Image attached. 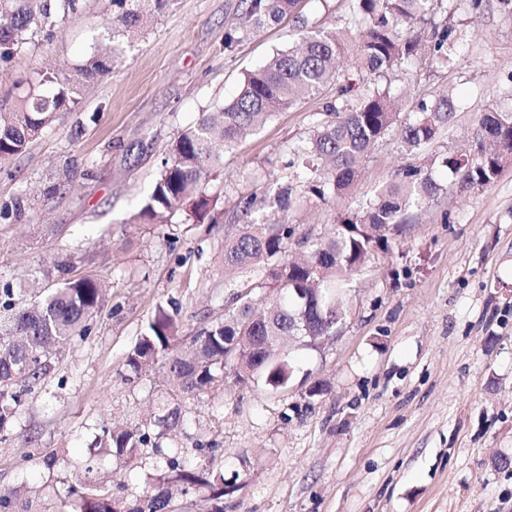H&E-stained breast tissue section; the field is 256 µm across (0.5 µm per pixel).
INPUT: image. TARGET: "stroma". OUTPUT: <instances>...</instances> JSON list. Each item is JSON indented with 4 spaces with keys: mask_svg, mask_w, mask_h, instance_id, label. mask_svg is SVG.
I'll return each mask as SVG.
<instances>
[{
    "mask_svg": "<svg viewBox=\"0 0 512 512\" xmlns=\"http://www.w3.org/2000/svg\"><path fill=\"white\" fill-rule=\"evenodd\" d=\"M111 15L108 0H83L51 40L0 62V103L46 69L72 68ZM447 21L460 45L451 61L428 52L381 83L401 123L418 101L453 91L452 129L415 152L386 135L335 200L302 197L286 166L335 99L331 83L225 153L206 180L215 223L134 221L177 134L229 104L248 72L299 43L302 26L345 27V0H300L230 53L224 33L242 22L240 0H169L116 69L82 87L76 111L58 113L0 164V206L24 201L19 219L0 222V286L32 287L36 271L64 261L69 277L94 276L105 290L90 335L61 352L0 433V496L11 512H81L64 490L83 479L131 507L155 459L90 446L101 428L148 431L173 407L180 424L159 444L181 465L236 481L224 512H512V463L497 464L512 460V165L488 188L449 182L375 250L338 337L292 351L286 388L184 392L166 357L134 379L126 366L156 305L174 314L178 355L223 319L221 245L241 230L245 198L291 184L301 200L285 219L316 243L403 167L470 145L477 116L504 105L499 90L512 84V11L453 0ZM62 167L68 184L45 196ZM317 382L324 391L310 396Z\"/></svg>",
    "mask_w": 512,
    "mask_h": 512,
    "instance_id": "obj_1",
    "label": "stroma"
}]
</instances>
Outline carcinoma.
<instances>
[{
  "label": "carcinoma",
  "instance_id": "1",
  "mask_svg": "<svg viewBox=\"0 0 512 512\" xmlns=\"http://www.w3.org/2000/svg\"><path fill=\"white\" fill-rule=\"evenodd\" d=\"M168 0H111L112 19L98 43L70 75L64 71L41 75L16 97L9 109L0 107V164L22 153L45 133L60 112H72L80 104V85L112 73L121 56L131 48L144 18L161 13ZM299 0H242V14L249 27L230 28L224 34V51L233 52L248 29L277 22L295 9ZM348 29L358 34L355 46L358 82L347 78L339 96L357 88V102H329L314 126L309 144L290 165L307 193L320 201L347 194L373 146L388 132L397 130L412 152L427 146L448 130L457 111L456 98L446 92L433 101L415 106L416 117L397 125L395 102L379 87L377 78L408 65L424 50L421 24L435 13L442 0H347ZM81 7V0H0V61L17 59L37 40H50L56 26ZM433 51L445 61L458 51L450 24L434 27ZM344 34L319 27L303 35L297 49L280 51L259 69L244 77L237 97L220 112L205 113L181 131L162 162L152 189L136 217L167 223L182 212L195 224H215L213 201L203 177L223 165L224 151L235 147L263 127L273 116L296 107L339 78L337 61L344 53ZM512 163V109H490L477 121L474 149L449 152L430 159L425 167L408 166L400 179L387 184L375 200L360 203L357 212L336 225L335 234L311 246L301 262L290 260L294 229L280 219L260 220L264 206L250 197L243 201L244 224L239 234L224 236V276L234 288L224 319L199 331L186 357L172 356L169 369L182 391L193 392L218 384L231 373L238 383L261 379L278 389L291 378L287 345L299 335L297 297L293 288L309 289L305 317L311 333L320 335V316L345 315L350 280L362 274L374 248L388 246L387 234L399 232L410 213L433 201L442 191L439 170L469 187L493 184ZM297 203L292 188L276 189L272 207L285 212ZM102 305L101 290L91 277L66 278L54 288L34 289L30 305L15 298L14 290H0V431L7 428L15 409L28 390L49 375L57 355L74 338L90 334V320ZM178 327L173 316L157 306L143 334L126 356L131 374L150 369L162 353L170 351ZM273 344L278 353L269 356L261 347ZM179 409L159 417L155 437L176 429ZM146 432L118 435L108 429L97 439L100 448H118L130 455L160 452ZM169 471L158 482H180L186 487L204 486L216 501L213 512H224V488L235 483L221 472L199 476L167 462ZM69 495L83 503V512H167L166 493L144 492L143 498L125 511L116 501L79 481Z\"/></svg>",
  "mask_w": 512,
  "mask_h": 512
}]
</instances>
